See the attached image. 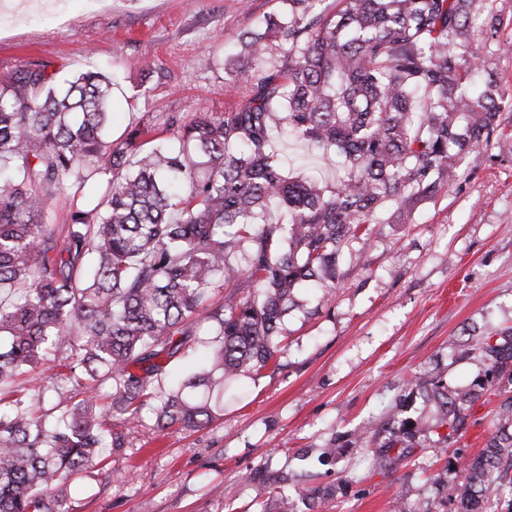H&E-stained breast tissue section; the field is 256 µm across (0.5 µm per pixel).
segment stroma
Here are the masks:
<instances>
[{
	"instance_id": "1",
	"label": "stroma",
	"mask_w": 512,
	"mask_h": 512,
	"mask_svg": "<svg viewBox=\"0 0 512 512\" xmlns=\"http://www.w3.org/2000/svg\"><path fill=\"white\" fill-rule=\"evenodd\" d=\"M484 59L512 97V0ZM281 0H0V78L43 61L64 75L91 69L111 78L112 132L145 115L192 118L241 103L249 79L224 78V53ZM292 169L336 176L333 155L288 139ZM469 179L423 204L408 224H376L349 240L335 287L301 288L274 360L238 377L239 401L204 429L159 432L150 411L122 424L125 448L89 476L74 512H278L271 485L295 512H394L395 502L455 512L460 464L477 456L498 421L489 390L467 412L456 443L435 451L416 436L415 454L374 469L372 449L393 439L394 412L434 413L412 382L421 370L446 385L485 371L458 360L464 343L512 327V121L468 155ZM455 469H448V462ZM336 486L334 496L307 490Z\"/></svg>"
}]
</instances>
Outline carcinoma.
Returning <instances> with one entry per match:
<instances>
[{
	"label": "carcinoma",
	"instance_id": "cac0c4a2",
	"mask_svg": "<svg viewBox=\"0 0 512 512\" xmlns=\"http://www.w3.org/2000/svg\"><path fill=\"white\" fill-rule=\"evenodd\" d=\"M224 57L248 72L247 99L185 123L148 116L107 133L110 83L86 72L62 84L33 62L0 82V512H71L89 472L126 445L112 420L153 405L160 432L200 429L224 409L236 376L264 369L295 288L336 281L345 240L372 224H408L466 177L461 159L502 134L504 94L472 49L497 43L495 0H283ZM341 159L332 183L289 175L272 128ZM173 133L175 143L164 134ZM107 178L93 207L70 203L63 239L45 221L72 188ZM288 215L269 220L271 206ZM256 285L239 305L215 289ZM198 346L210 359L165 388L167 368ZM488 363L465 390L414 376L436 407L417 432L447 448L487 388L504 393L499 427L461 469L456 512L512 495V328L462 357ZM48 361L71 393L35 377ZM390 441L372 466L393 462Z\"/></svg>",
	"mask_w": 512,
	"mask_h": 512
}]
</instances>
